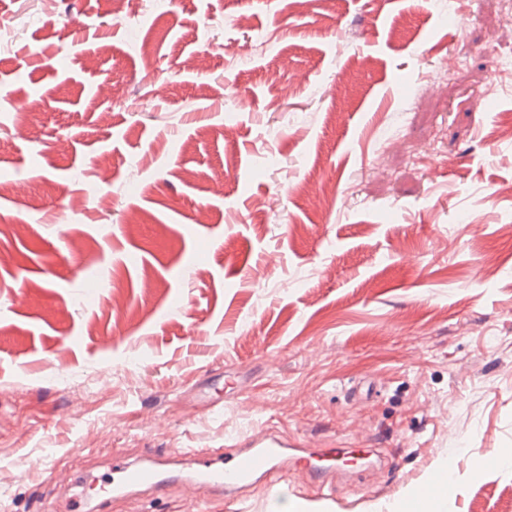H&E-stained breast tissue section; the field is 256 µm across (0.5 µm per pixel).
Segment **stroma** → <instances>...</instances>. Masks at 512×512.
Wrapping results in <instances>:
<instances>
[{"label":"stroma","instance_id":"1","mask_svg":"<svg viewBox=\"0 0 512 512\" xmlns=\"http://www.w3.org/2000/svg\"><path fill=\"white\" fill-rule=\"evenodd\" d=\"M0 24V512H61L111 450L270 426L390 453L386 495L358 476L326 512H512V0H0Z\"/></svg>","mask_w":512,"mask_h":512}]
</instances>
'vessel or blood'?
<instances>
[{
	"label": "vessel or blood",
	"instance_id": "vessel-or-blood-1",
	"mask_svg": "<svg viewBox=\"0 0 512 512\" xmlns=\"http://www.w3.org/2000/svg\"><path fill=\"white\" fill-rule=\"evenodd\" d=\"M381 454L378 448H345L333 439L307 448L269 427L225 437L223 444L207 448L165 449L133 458L115 452L98 496L74 493L67 512H103V503L111 499H157L173 484L228 502L239 501L245 489L258 483L271 497L285 487L309 484L315 501L329 502L337 477L353 468L379 469Z\"/></svg>",
	"mask_w": 512,
	"mask_h": 512
}]
</instances>
